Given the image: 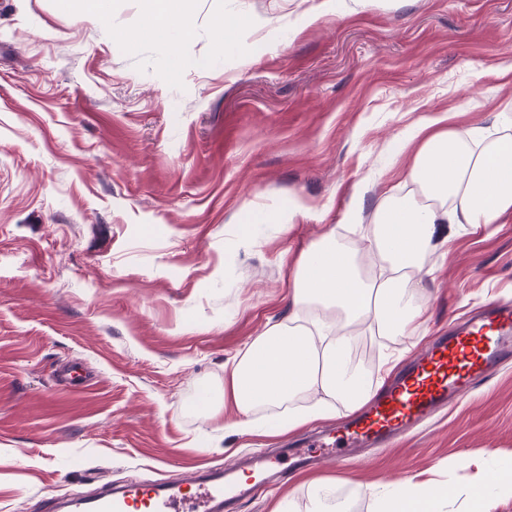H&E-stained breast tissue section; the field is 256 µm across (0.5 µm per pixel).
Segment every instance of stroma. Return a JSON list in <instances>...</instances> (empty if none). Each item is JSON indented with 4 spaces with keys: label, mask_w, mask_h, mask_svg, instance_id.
I'll return each instance as SVG.
<instances>
[{
    "label": "stroma",
    "mask_w": 512,
    "mask_h": 512,
    "mask_svg": "<svg viewBox=\"0 0 512 512\" xmlns=\"http://www.w3.org/2000/svg\"><path fill=\"white\" fill-rule=\"evenodd\" d=\"M0 0V512L106 480L186 473L293 443L241 435L224 364L287 322L299 255L402 180L431 112L512 132L495 68L512 0H192L130 45L142 0ZM241 21L219 41L218 17ZM186 41L196 67L179 65ZM308 208L282 221L294 199ZM258 212L270 221L254 222ZM417 294L424 333L512 300V215L457 234ZM87 381H58L65 365ZM211 391L209 404L197 397ZM512 457V365L398 446L326 462L235 512H306L317 482L378 512L406 479L456 489Z\"/></svg>",
    "instance_id": "stroma-1"
}]
</instances>
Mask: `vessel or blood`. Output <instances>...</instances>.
<instances>
[{"instance_id": "b4317fda", "label": "vessel or blood", "mask_w": 512, "mask_h": 512, "mask_svg": "<svg viewBox=\"0 0 512 512\" xmlns=\"http://www.w3.org/2000/svg\"><path fill=\"white\" fill-rule=\"evenodd\" d=\"M512 360V304L495 303L469 320L452 324L447 334L419 351L402 370L334 431L330 457L336 466L349 464L356 449L382 448L420 425L439 409L467 396L476 380L488 377ZM259 468L256 483L240 485L236 467L196 470L173 482L131 481L88 496L43 503V512H233L242 498L278 476L280 455L246 458Z\"/></svg>"}]
</instances>
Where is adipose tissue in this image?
I'll return each mask as SVG.
<instances>
[{"label":"adipose tissue","mask_w":512,"mask_h":512,"mask_svg":"<svg viewBox=\"0 0 512 512\" xmlns=\"http://www.w3.org/2000/svg\"><path fill=\"white\" fill-rule=\"evenodd\" d=\"M454 113L420 117L404 135L411 191L383 189L367 224L365 251L336 230L312 242L296 262L288 321L256 336L224 369V392L239 418L236 432L255 430L257 412L285 408V429L352 411L373 392V379L349 363L351 327L380 336L412 337L422 326L415 297L433 267L445 234L491 231L512 214V135L480 125L460 128ZM451 484L407 481L381 512H442ZM512 496V463L492 484L478 480L468 512H491L494 495Z\"/></svg>","instance_id":"ef3b65f1"}]
</instances>
